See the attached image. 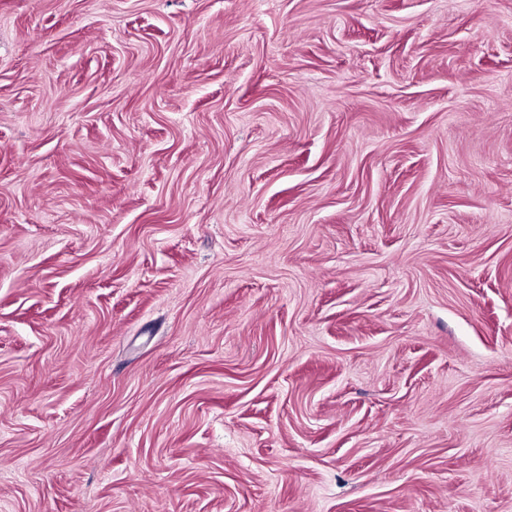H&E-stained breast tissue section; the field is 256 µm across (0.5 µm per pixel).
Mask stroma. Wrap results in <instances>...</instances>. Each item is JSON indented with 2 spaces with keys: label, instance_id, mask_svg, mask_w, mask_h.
<instances>
[{
  "label": "stroma",
  "instance_id": "obj_1",
  "mask_svg": "<svg viewBox=\"0 0 512 512\" xmlns=\"http://www.w3.org/2000/svg\"><path fill=\"white\" fill-rule=\"evenodd\" d=\"M0 512H512V0H0Z\"/></svg>",
  "mask_w": 512,
  "mask_h": 512
}]
</instances>
